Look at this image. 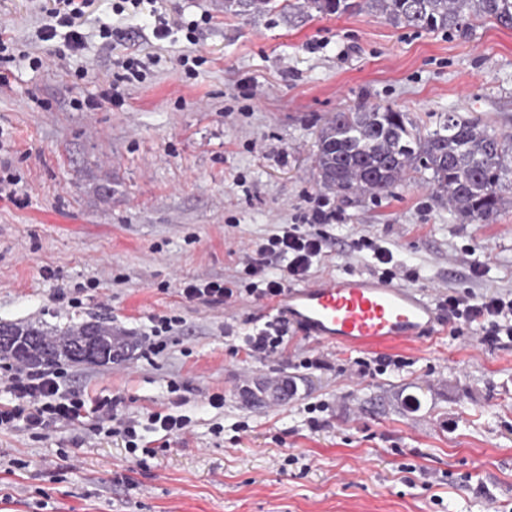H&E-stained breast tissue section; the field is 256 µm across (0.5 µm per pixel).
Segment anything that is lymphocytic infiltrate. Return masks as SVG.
Here are the masks:
<instances>
[{
	"instance_id": "f902f5d3",
	"label": "lymphocytic infiltrate",
	"mask_w": 512,
	"mask_h": 512,
	"mask_svg": "<svg viewBox=\"0 0 512 512\" xmlns=\"http://www.w3.org/2000/svg\"><path fill=\"white\" fill-rule=\"evenodd\" d=\"M51 10L52 21L41 30L42 40L56 37L58 28H65L68 49H79L83 35L79 20L83 10L75 0H55ZM332 215L315 209L305 215L302 223L281 225L279 231L256 243L254 247L238 250L237 273L232 278L192 280L181 284L179 294L189 303L228 304L241 294L259 300H272L287 288L289 282L306 279L312 269L322 265L331 253L333 238L325 226ZM354 252L365 253L367 262L382 277L403 276L411 282L419 281L418 272L407 269L396 259L393 249L380 238L367 236L353 240ZM470 287L441 294L438 306L448 315V333L456 337L465 331L477 330V339L483 344L512 345V290L474 291L473 285L489 273L488 251L469 247L465 250ZM244 346L249 356L267 360L282 353L288 346V324L282 317H274L246 335ZM14 396L11 403L0 405V431L23 430L39 437L48 436L58 428L83 419H91L92 431L107 430L121 436L129 452L151 454L143 433L159 434L161 447H169L171 438L187 434L190 420L184 415L163 411L149 413L146 421H139L120 408L117 398L100 399L86 390H65L59 372L30 371L18 366L7 376Z\"/></svg>"
}]
</instances>
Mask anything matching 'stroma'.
Listing matches in <instances>:
<instances>
[{"instance_id":"35a3bbf8","label":"stroma","mask_w":512,"mask_h":512,"mask_svg":"<svg viewBox=\"0 0 512 512\" xmlns=\"http://www.w3.org/2000/svg\"><path fill=\"white\" fill-rule=\"evenodd\" d=\"M116 3L91 0L84 45L62 59L63 37L41 38L53 0H0V31L21 52L0 88V177L27 192L21 205L0 199V323L111 320L129 350L106 366L60 362L64 386L121 397L133 416H188L191 431L139 465L120 436L83 424L45 438L0 431V512H512V346L471 333L395 342L380 353L399 366L353 378L355 352L292 325L285 354L261 364L241 345L269 319L267 302L177 292L232 275L233 250L322 201L336 245L311 281L363 271L350 246L368 234L418 269L428 296L467 280L470 246L491 250L486 286L512 288V191L496 223L475 224L425 181L342 198L313 169L327 118L365 102L428 127L444 112L478 117L512 138V30L486 23L462 38L364 11L234 15L217 0H143L119 13ZM160 16L198 24L200 43L184 28L156 38ZM129 55L146 65L116 82ZM183 55L203 57L195 76L177 66ZM242 81L256 98L240 96ZM113 82L119 106L101 97ZM160 315L179 324L155 353ZM316 357L327 367L303 368ZM267 379L288 380L292 396L249 401ZM212 393L223 408L209 406ZM410 395L418 409L404 407Z\"/></svg>"}]
</instances>
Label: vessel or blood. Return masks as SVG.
<instances>
[{
    "label": "vessel or blood",
    "instance_id": "obj_1",
    "mask_svg": "<svg viewBox=\"0 0 512 512\" xmlns=\"http://www.w3.org/2000/svg\"><path fill=\"white\" fill-rule=\"evenodd\" d=\"M320 344L373 350L440 335L438 309L420 291L373 275L334 276L286 288L272 304Z\"/></svg>",
    "mask_w": 512,
    "mask_h": 512
}]
</instances>
